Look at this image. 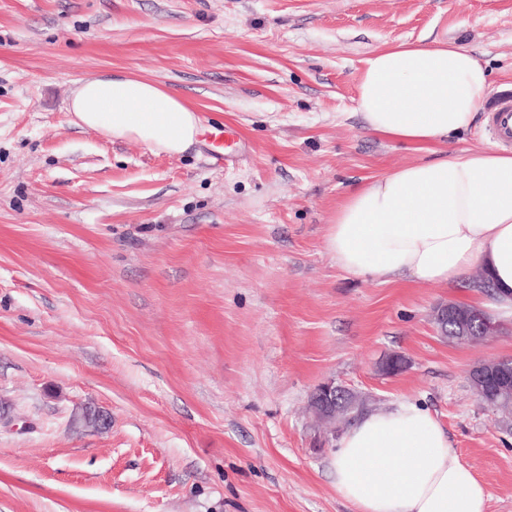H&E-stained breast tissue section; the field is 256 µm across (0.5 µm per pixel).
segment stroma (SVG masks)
<instances>
[{
	"mask_svg": "<svg viewBox=\"0 0 512 512\" xmlns=\"http://www.w3.org/2000/svg\"><path fill=\"white\" fill-rule=\"evenodd\" d=\"M434 40L512 91V0H0V512H353L307 412L328 379L423 403L512 512V431L468 382L512 359V309L471 270L370 279L325 247L360 179L426 157L368 131L366 59ZM112 75L184 98L197 143L74 125ZM451 301L492 335L443 339Z\"/></svg>",
	"mask_w": 512,
	"mask_h": 512,
	"instance_id": "1",
	"label": "stroma"
}]
</instances>
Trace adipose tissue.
Returning <instances> with one entry per match:
<instances>
[{"label": "adipose tissue", "instance_id": "ef3b65f1", "mask_svg": "<svg viewBox=\"0 0 512 512\" xmlns=\"http://www.w3.org/2000/svg\"><path fill=\"white\" fill-rule=\"evenodd\" d=\"M489 90L486 67L449 42L389 45L366 60L357 109L369 129L439 153L362 179L346 195L326 237L342 270L437 284L478 263L498 300L512 304V153L444 149L474 123ZM68 110L78 126L172 156L200 134L194 109L158 83L134 77L85 80ZM332 474L354 512H486L485 487L430 411L414 401L363 415L338 440Z\"/></svg>", "mask_w": 512, "mask_h": 512}]
</instances>
